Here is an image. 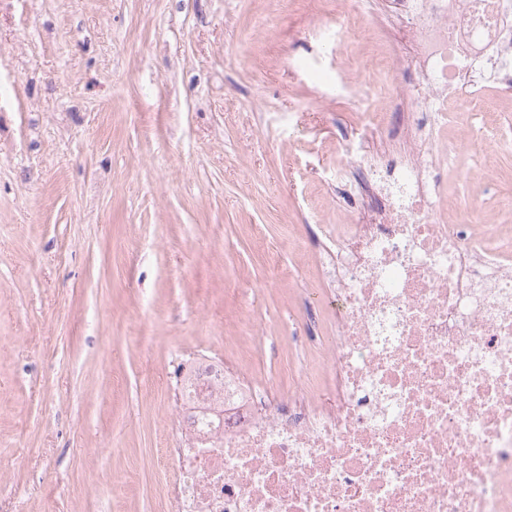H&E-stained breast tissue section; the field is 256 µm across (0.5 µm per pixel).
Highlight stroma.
Here are the masks:
<instances>
[{"mask_svg": "<svg viewBox=\"0 0 512 512\" xmlns=\"http://www.w3.org/2000/svg\"><path fill=\"white\" fill-rule=\"evenodd\" d=\"M378 0H0V512H164L155 448L179 354L296 385L283 342L346 209L336 139L377 112L388 48L313 39ZM494 178L448 170L474 217L512 191V103Z\"/></svg>", "mask_w": 512, "mask_h": 512, "instance_id": "stroma-1", "label": "stroma"}]
</instances>
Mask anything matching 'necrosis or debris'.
Segmentation results:
<instances>
[{"label": "necrosis or debris", "instance_id": "4bbe7bcc", "mask_svg": "<svg viewBox=\"0 0 512 512\" xmlns=\"http://www.w3.org/2000/svg\"><path fill=\"white\" fill-rule=\"evenodd\" d=\"M362 23L389 47L357 78L392 81L341 136L336 193L365 203L325 227L335 341L277 395L220 361L174 362L165 512H512V229L448 212L450 157L488 174L498 140L473 155L475 127L447 135L449 100L512 101V0H386L332 33Z\"/></svg>", "mask_w": 512, "mask_h": 512}]
</instances>
